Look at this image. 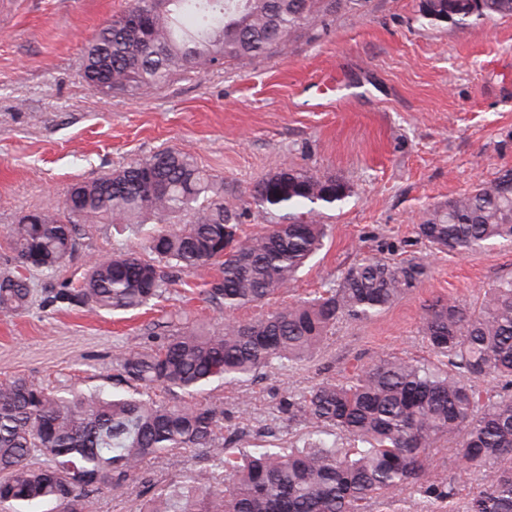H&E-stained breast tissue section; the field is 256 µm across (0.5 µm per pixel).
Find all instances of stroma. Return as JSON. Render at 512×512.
<instances>
[{"mask_svg":"<svg viewBox=\"0 0 512 512\" xmlns=\"http://www.w3.org/2000/svg\"><path fill=\"white\" fill-rule=\"evenodd\" d=\"M128 0H0V272L15 261L7 232L25 212L59 203L67 187L132 160L176 148L224 181V203L243 211L242 231L269 220L252 185L294 163L347 182L342 202L321 209L328 235L279 306L329 288L368 255L423 263L417 287L378 317L339 321L311 360L267 369L255 380L209 385L201 399L224 411V428L241 445H287L306 423L287 422L278 404L320 381H341L379 353L429 358L420 333L423 308L438 297L477 302L488 284L512 276V244L462 255L436 252L415 236L428 209L512 168V17L430 23L419 0H343L317 33H300L251 66L218 67L175 77L137 99L107 96L80 72L85 46ZM358 86L339 100L337 78ZM145 236L86 225L55 273L29 272L32 302L0 318V378L22 375L65 391L127 390L112 376L115 355L151 343L172 317L220 326L222 308L203 291L217 267L175 273L152 307L95 313L43 306L61 284H79L94 256L143 251ZM250 411L238 412L240 401ZM457 442L430 450V470L453 480V501L431 502L414 487L397 512H462L477 488L456 477ZM224 472L199 452L151 460L145 480L125 493L98 494L90 512H138L143 485L175 474Z\"/></svg>","mask_w":512,"mask_h":512,"instance_id":"stroma-1","label":"stroma"}]
</instances>
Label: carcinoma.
Masks as SVG:
<instances>
[{
	"label": "carcinoma",
	"mask_w": 512,
	"mask_h": 512,
	"mask_svg": "<svg viewBox=\"0 0 512 512\" xmlns=\"http://www.w3.org/2000/svg\"><path fill=\"white\" fill-rule=\"evenodd\" d=\"M325 11V0H129L89 43L83 76L98 88L103 68L104 93L142 97L176 75L247 66L314 29ZM420 11L464 25L511 16L512 0H421ZM349 194L332 176L287 164L250 190L264 213L279 210L286 223L247 236L241 215L224 206V181L190 154L136 159L73 184L60 204L30 211L12 227L17 270L0 275V315L29 309L25 271L53 272L85 225L102 222L119 235L147 221L161 228L148 238L149 256L105 254L82 284L59 289L50 303L139 309L165 296L170 272L216 265L210 301L228 312L262 306L288 291L321 249L325 227L313 205L330 207ZM416 233L457 255L512 242V169L433 207ZM425 274L420 263L369 257L313 298L211 331L175 323L163 342L115 357L129 389L120 398L64 396L21 375L1 379L0 512L40 504L88 512L93 495L123 491L145 461L175 450L216 461L224 487L175 475L142 512H367L372 500L389 505L410 485L444 500L453 485L432 480L427 449L458 433L457 467L482 477L466 512H512V278L492 283L474 305L450 297L426 306L421 336L436 362L381 353L344 381L288 393L281 413L310 424L300 446L235 450L226 446L218 407L152 395L159 385L193 396L216 379L243 383L276 362H303L340 318L376 317Z\"/></svg>",
	"instance_id": "obj_1"
}]
</instances>
